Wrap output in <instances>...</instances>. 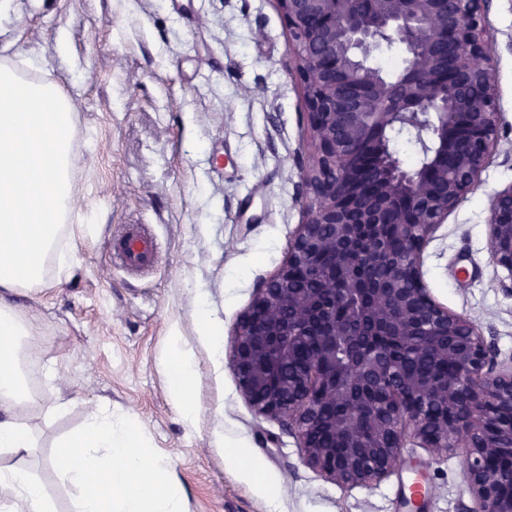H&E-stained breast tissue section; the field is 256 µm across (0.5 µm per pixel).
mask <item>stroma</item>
<instances>
[{
  "label": "stroma",
  "instance_id": "1",
  "mask_svg": "<svg viewBox=\"0 0 512 512\" xmlns=\"http://www.w3.org/2000/svg\"><path fill=\"white\" fill-rule=\"evenodd\" d=\"M488 23L498 144L477 191L425 245L421 270L432 296L470 317L507 364L512 294L497 283L512 274L491 259L486 217L490 197L512 184V0H492ZM0 57L40 60L75 123L76 260L61 280L12 298L38 330L27 367L40 403L21 413L37 441L27 466L57 512H72L76 492L48 459L105 403L168 462L188 512H471L457 451L409 441L403 466L376 485L325 479L282 421L255 415L229 365L238 316L305 219L295 159L311 149L309 129L274 0H0ZM135 229L158 250L130 270L111 244ZM172 335L196 363L192 425L161 364ZM60 396L73 405L46 416ZM233 449L275 480L273 496L230 466Z\"/></svg>",
  "mask_w": 512,
  "mask_h": 512
}]
</instances>
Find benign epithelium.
Segmentation results:
<instances>
[{
	"instance_id": "7a95c632",
	"label": "benign epithelium",
	"mask_w": 512,
	"mask_h": 512,
	"mask_svg": "<svg viewBox=\"0 0 512 512\" xmlns=\"http://www.w3.org/2000/svg\"><path fill=\"white\" fill-rule=\"evenodd\" d=\"M276 2L313 151L296 159L306 219L233 328L239 388L338 484L368 486L399 469L412 439L435 452L463 449L471 512H512V365L432 297L420 269L431 235L496 148L491 0ZM382 46L404 52L400 73L371 63ZM404 131L418 146L411 167L392 146ZM487 224L492 260L512 273V184L491 198ZM352 297L356 316L336 317ZM375 336L403 350L422 345L448 379L402 370ZM344 346L353 359L342 366Z\"/></svg>"
}]
</instances>
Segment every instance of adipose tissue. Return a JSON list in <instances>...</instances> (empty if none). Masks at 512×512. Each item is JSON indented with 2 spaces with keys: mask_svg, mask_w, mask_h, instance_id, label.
<instances>
[{
  "mask_svg": "<svg viewBox=\"0 0 512 512\" xmlns=\"http://www.w3.org/2000/svg\"><path fill=\"white\" fill-rule=\"evenodd\" d=\"M0 60V450L13 466L0 468V512H54L26 462L36 448L21 410L37 404L26 354L35 331L11 295L66 276L84 230L74 218L73 112L56 80L32 78ZM166 370L172 401L194 423L190 398L196 365L179 337L169 339ZM54 463L78 489L74 512H187L182 486L129 422L100 406L83 428L60 439Z\"/></svg>",
  "mask_w": 512,
  "mask_h": 512,
  "instance_id": "obj_1",
  "label": "adipose tissue"
}]
</instances>
